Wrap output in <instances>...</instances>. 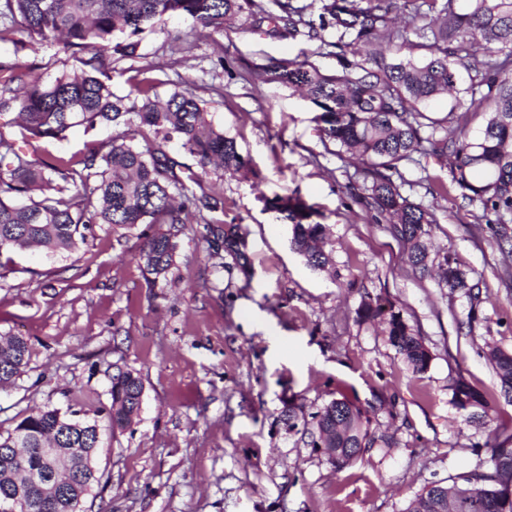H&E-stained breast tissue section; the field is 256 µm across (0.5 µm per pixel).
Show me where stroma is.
Returning <instances> with one entry per match:
<instances>
[{
    "label": "stroma",
    "instance_id": "1",
    "mask_svg": "<svg viewBox=\"0 0 512 512\" xmlns=\"http://www.w3.org/2000/svg\"><path fill=\"white\" fill-rule=\"evenodd\" d=\"M191 27L175 19L145 34L137 59L114 62L112 90L133 94L124 69L152 67L159 96L192 92L207 120L236 139L247 167L210 172L203 186L223 192L225 221L246 233L252 279L229 269L226 254L209 253L195 224L178 238L172 274L153 287L137 258L139 225H89L85 244L64 255L1 252L0 336L25 337L32 361L0 386V428L37 408L109 406L115 364L141 375L143 405L99 454L86 512H404L427 484L472 469L471 444L489 430L512 436V403L482 354L488 343L512 349V275L479 204L453 189L426 195L423 179L449 186L452 160L400 171L404 195L438 219L436 245L488 286L472 335H459L451 318L465 300L414 274L403 246L353 200L366 166L324 139L318 108L265 70L303 53L335 70L334 29L316 40L248 24L220 34ZM0 54L36 64L45 80L82 69L51 43L34 53L0 42ZM293 191L318 209L334 243L325 269L308 267L290 247L288 224L264 208L263 197ZM379 295L429 347L424 374H411L380 326L358 322L362 302ZM458 379L494 397L488 428L452 406ZM339 387L395 439L345 468L288 431L289 412L306 418Z\"/></svg>",
    "mask_w": 512,
    "mask_h": 512
}]
</instances>
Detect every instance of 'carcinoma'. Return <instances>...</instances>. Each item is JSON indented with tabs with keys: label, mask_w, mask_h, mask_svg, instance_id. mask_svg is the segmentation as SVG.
<instances>
[{
	"label": "carcinoma",
	"mask_w": 512,
	"mask_h": 512,
	"mask_svg": "<svg viewBox=\"0 0 512 512\" xmlns=\"http://www.w3.org/2000/svg\"><path fill=\"white\" fill-rule=\"evenodd\" d=\"M424 0L393 25L398 0H320L318 19L305 18L311 5L273 0L279 13L257 0H5L0 11V42L32 51L46 42L80 57L88 70L63 71L45 82L36 66L21 67L0 58V116L17 113L18 134L0 131V249L39 246L50 253L73 252L86 242L90 224L132 228L166 225L144 232L139 261L151 286L167 279L176 266L178 236L186 224L202 226L208 250L224 251L249 278L247 244L241 225L227 224L224 195L197 192L209 171L234 174L247 165L236 141L205 117L188 91H174L158 100L160 81L152 69L137 68V95L112 91L103 54L119 59L137 56L141 36L182 17L197 28L224 31V23L245 18L267 21L290 36L299 27L310 38L329 28L337 46L353 47L383 35L387 53L337 56L329 74L309 57L281 60L270 69L272 79L306 90L320 109L317 120L324 138L367 162L372 181L358 197L378 224L406 248V263L420 276L433 267L443 272L442 284L460 290L470 308L467 325L478 319L485 283L473 281L456 266L445 249L433 244L437 220L432 212L410 202L402 192L399 165L419 153L437 160L453 156L452 185L463 198L482 206L493 224L512 222V80L501 74L512 68V0ZM20 17L26 39L16 38ZM414 35L412 41L409 35ZM446 92L451 96L448 119L426 115V103ZM117 129L112 141L88 142L75 155L42 157L29 148L43 139H63L74 126ZM430 130L421 136V130ZM177 137L195 159L197 169L184 166L163 148ZM149 144L145 151L134 143ZM268 210L291 226L290 243L307 266L323 269L332 263L326 226L317 210L297 195L265 199ZM360 322L378 321L388 343L401 354L412 374H422L431 354L424 339L390 301L377 297L362 304ZM499 380L500 393L512 403V352L498 346L483 351ZM31 348L22 336L0 337V385L13 383L29 371ZM451 402L467 419H485L491 400L463 380L450 386ZM139 373L117 368L112 374L110 407L93 415H77L72 405L32 410L14 426L0 429V497L18 496L28 512H75L100 482L96 458L105 449L104 436L115 437L132 427L143 401ZM315 448L336 449V467L348 466L384 435L371 430L369 412L342 391L312 416ZM45 448L55 449L47 455ZM465 475L426 485L410 499L405 512H512V446L502 441L488 457L476 453ZM39 476L54 471L66 485L56 506L43 510L45 486L29 484L25 472Z\"/></svg>",
	"instance_id": "1"
}]
</instances>
